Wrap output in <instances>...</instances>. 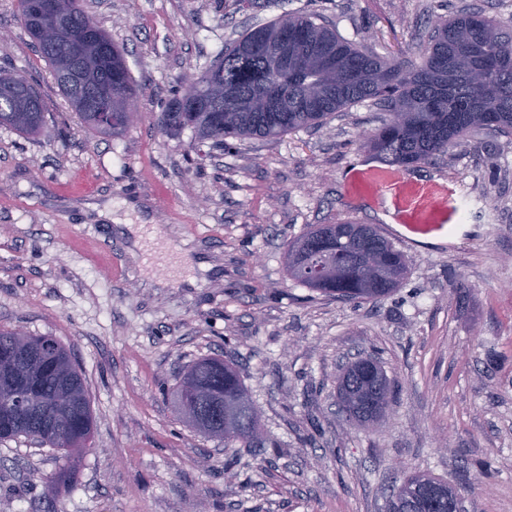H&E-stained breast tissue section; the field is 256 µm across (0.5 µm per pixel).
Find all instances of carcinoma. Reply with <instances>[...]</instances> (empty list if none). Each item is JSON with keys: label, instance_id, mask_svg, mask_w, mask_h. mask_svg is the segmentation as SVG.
Here are the masks:
<instances>
[{"label": "carcinoma", "instance_id": "1", "mask_svg": "<svg viewBox=\"0 0 512 512\" xmlns=\"http://www.w3.org/2000/svg\"><path fill=\"white\" fill-rule=\"evenodd\" d=\"M24 30L37 43L41 57L53 71L55 83L85 127L116 136L129 127L122 112L112 113V125L98 124L96 97L105 91L111 71L123 68L127 91L136 88L117 47L112 57L99 55L86 42L84 26L94 20L80 10L37 17L28 0H16ZM285 36L293 44L294 62L280 68L256 51L260 43ZM195 97L197 111H182V99ZM366 100L381 104L389 120L365 135V145L382 161L403 170L431 163L448 153L466 134L489 128L512 133V28L480 12L439 19L428 35L421 61L399 56L383 58L350 42L317 13L277 17L242 33L211 67L194 74L183 93L162 114L161 125L171 134L191 130L200 140L222 143L283 136L318 126L332 114ZM0 102L11 107L0 112V125L25 135H37L47 126L42 97L22 71L0 73ZM322 242L342 255L337 269L313 284L300 274L305 264L300 243ZM289 276L326 297L378 300L399 287L407 273L403 253L369 224L347 221L316 224L293 241L286 253ZM19 330H0V390L24 381L28 409L12 413L0 405V441L26 436L61 452L68 460L92 444L94 418L85 379L66 348L51 336L17 337ZM188 389L219 404L210 426L195 425L205 435L241 424L243 429L224 437L250 448L265 444L255 410L246 395L239 371L222 358H202L190 365L176 384L181 404ZM373 396L374 418H383L390 402V383L383 368L367 376L359 367L342 375L339 396L345 414L355 401ZM70 469L47 483L51 492L68 487Z\"/></svg>", "mask_w": 512, "mask_h": 512}]
</instances>
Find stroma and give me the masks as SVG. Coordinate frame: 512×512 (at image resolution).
<instances>
[{
  "mask_svg": "<svg viewBox=\"0 0 512 512\" xmlns=\"http://www.w3.org/2000/svg\"><path fill=\"white\" fill-rule=\"evenodd\" d=\"M125 52L140 118L88 131L0 0V67L27 72L48 131L0 126V329L52 336L82 371L95 422L76 481L51 494L60 453L0 441V512H388L426 473L465 512H512V136L478 130L402 171L364 145L386 114L351 105L322 125L218 146L159 117L247 28L324 15L381 57L419 60L432 20L512 0H82ZM371 224L408 275L384 300L327 298L284 253L310 225ZM166 241L132 251L129 227ZM466 285L457 291L456 282ZM234 362L270 439L242 448L179 421L185 367ZM375 356L394 387L359 427L337 405L342 367ZM426 478L432 485L438 486L442 490H448V493L446 491H441L440 495L444 497L448 501V512H463V505L462 501L458 497L457 493L455 491H451L448 489V486H451L448 484V482H445L443 480L432 478V477H426L422 475H412L409 476L397 489L393 491L392 498L390 501L389 509H394L396 507V501L401 496V490L404 485L412 483L419 478Z\"/></svg>",
  "mask_w": 512,
  "mask_h": 512,
  "instance_id": "stroma-1",
  "label": "stroma"
}]
</instances>
